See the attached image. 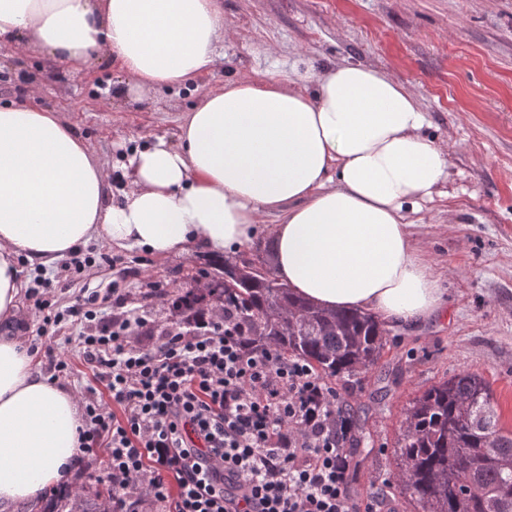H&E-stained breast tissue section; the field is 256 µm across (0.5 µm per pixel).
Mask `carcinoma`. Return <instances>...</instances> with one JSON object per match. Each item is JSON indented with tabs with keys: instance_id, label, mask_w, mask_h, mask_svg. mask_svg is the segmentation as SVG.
<instances>
[{
	"instance_id": "1",
	"label": "carcinoma",
	"mask_w": 512,
	"mask_h": 512,
	"mask_svg": "<svg viewBox=\"0 0 512 512\" xmlns=\"http://www.w3.org/2000/svg\"><path fill=\"white\" fill-rule=\"evenodd\" d=\"M211 264L204 287L176 295L182 324L226 305L250 344L303 359L323 379L360 375L382 356L387 330L377 316L328 310L297 296L275 276L269 247L256 245L248 261ZM395 454V488L419 512H512V430L501 426L491 388L477 374L461 372L416 398ZM106 494H78L61 512H104Z\"/></svg>"
}]
</instances>
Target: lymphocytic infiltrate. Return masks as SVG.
<instances>
[{"mask_svg":"<svg viewBox=\"0 0 512 512\" xmlns=\"http://www.w3.org/2000/svg\"><path fill=\"white\" fill-rule=\"evenodd\" d=\"M27 296L72 341L94 384L82 398L80 471L104 465L110 512H382L357 497L352 430L336 389L299 358L253 347L231 311L182 328L148 320L116 284L61 304L52 278Z\"/></svg>","mask_w":512,"mask_h":512,"instance_id":"obj_1","label":"lymphocytic infiltrate"}]
</instances>
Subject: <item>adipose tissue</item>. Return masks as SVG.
<instances>
[{"label":"adipose tissue","instance_id":"ef3b65f1","mask_svg":"<svg viewBox=\"0 0 512 512\" xmlns=\"http://www.w3.org/2000/svg\"><path fill=\"white\" fill-rule=\"evenodd\" d=\"M223 45V0H0L1 48L72 72L110 59L141 96L197 80ZM39 94L0 105V319L18 312L19 259L49 266L97 239L219 256L248 246L268 216L274 273L297 295L399 325L440 308L408 216L441 194L448 146L386 70L343 63L225 82L182 115L175 140L112 163ZM81 413L21 337L0 336V512L76 469Z\"/></svg>","mask_w":512,"mask_h":512}]
</instances>
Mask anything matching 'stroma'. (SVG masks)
<instances>
[{
    "mask_svg": "<svg viewBox=\"0 0 512 512\" xmlns=\"http://www.w3.org/2000/svg\"><path fill=\"white\" fill-rule=\"evenodd\" d=\"M224 32V61L213 72L142 98L121 92L123 76L109 61L76 74L0 48V103H27L29 84L38 83L40 104L63 113L99 158L113 161L122 146L175 138L200 93L241 76L355 62L406 86L428 118L427 134L451 148L444 194L423 203L410 227L444 302L415 329L389 328L376 365L332 385L364 436L352 452L356 495L387 496L394 512H414L386 487L413 399L473 372L490 383L500 423L512 429V0H224ZM123 257L131 267L125 290L164 324L176 316L152 296L151 282L187 287L207 261L143 249ZM63 353L72 365L63 386L84 393L92 374L64 337L36 353L40 371Z\"/></svg>",
    "mask_w": 512,
    "mask_h": 512,
    "instance_id": "stroma-1",
    "label": "stroma"
}]
</instances>
